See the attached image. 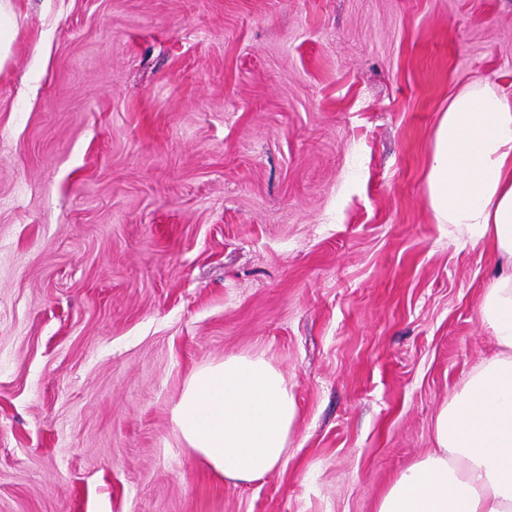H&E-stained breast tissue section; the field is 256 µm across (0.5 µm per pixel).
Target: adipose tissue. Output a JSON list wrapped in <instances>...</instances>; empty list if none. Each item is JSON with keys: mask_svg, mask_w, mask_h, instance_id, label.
<instances>
[{"mask_svg": "<svg viewBox=\"0 0 512 512\" xmlns=\"http://www.w3.org/2000/svg\"><path fill=\"white\" fill-rule=\"evenodd\" d=\"M425 190L436 223L512 261L511 95L475 81L449 98ZM480 311L497 353L439 410L434 449L399 474L377 512H512V269L491 281ZM296 413L269 361L234 355L189 376L173 420L215 472L250 483L284 457Z\"/></svg>", "mask_w": 512, "mask_h": 512, "instance_id": "1", "label": "adipose tissue"}]
</instances>
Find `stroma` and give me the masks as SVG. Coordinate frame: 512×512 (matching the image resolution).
Segmentation results:
<instances>
[{
  "instance_id": "35a3bbf8",
  "label": "stroma",
  "mask_w": 512,
  "mask_h": 512,
  "mask_svg": "<svg viewBox=\"0 0 512 512\" xmlns=\"http://www.w3.org/2000/svg\"><path fill=\"white\" fill-rule=\"evenodd\" d=\"M11 3L0 512H376L496 351L425 178L449 96L512 94V0ZM233 354L297 405L246 484L172 419Z\"/></svg>"
}]
</instances>
